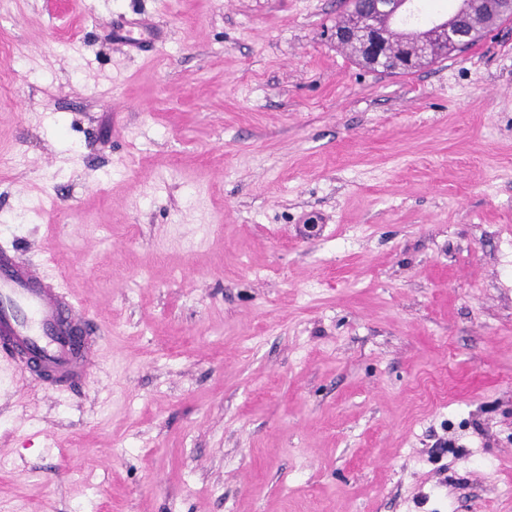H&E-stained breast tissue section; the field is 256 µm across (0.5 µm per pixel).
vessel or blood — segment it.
<instances>
[{
  "mask_svg": "<svg viewBox=\"0 0 512 512\" xmlns=\"http://www.w3.org/2000/svg\"><path fill=\"white\" fill-rule=\"evenodd\" d=\"M97 338L81 303L48 282L17 243H0L1 361L32 359L36 378L70 389L92 368Z\"/></svg>",
  "mask_w": 512,
  "mask_h": 512,
  "instance_id": "vessel-or-blood-1",
  "label": "vessel or blood"
}]
</instances>
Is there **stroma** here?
<instances>
[{
    "label": "stroma",
    "instance_id": "obj_1",
    "mask_svg": "<svg viewBox=\"0 0 512 512\" xmlns=\"http://www.w3.org/2000/svg\"><path fill=\"white\" fill-rule=\"evenodd\" d=\"M344 8L0 0V241L101 336L0 364V512H512V23L384 74Z\"/></svg>",
    "mask_w": 512,
    "mask_h": 512
}]
</instances>
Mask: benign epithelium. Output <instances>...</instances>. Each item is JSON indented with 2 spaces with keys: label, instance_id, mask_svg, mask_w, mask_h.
<instances>
[{
  "label": "benign epithelium",
  "instance_id": "1",
  "mask_svg": "<svg viewBox=\"0 0 512 512\" xmlns=\"http://www.w3.org/2000/svg\"><path fill=\"white\" fill-rule=\"evenodd\" d=\"M493 5L512 9V0H461L450 17L424 21L413 40L398 43L389 36V23L416 18L408 0H351L337 21L335 38L340 44H353L370 68L387 65L396 72L412 71L437 53L461 47L471 15L489 11Z\"/></svg>",
  "mask_w": 512,
  "mask_h": 512
}]
</instances>
